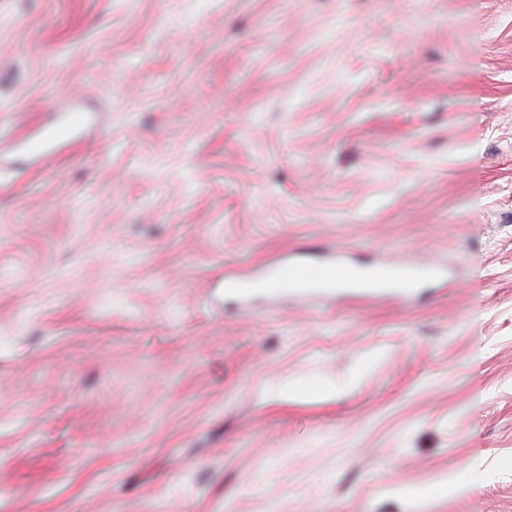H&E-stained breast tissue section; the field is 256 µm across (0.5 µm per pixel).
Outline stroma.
Instances as JSON below:
<instances>
[{"mask_svg":"<svg viewBox=\"0 0 512 512\" xmlns=\"http://www.w3.org/2000/svg\"><path fill=\"white\" fill-rule=\"evenodd\" d=\"M0 512H512V0H0ZM351 269L340 259L311 267L301 262L272 269L263 281H243L233 285V290L242 302H246L253 288H263L272 297L284 290L307 295L314 292L329 293L336 288V274L341 275L337 284L341 286H368L377 289L395 290L406 293L426 278L436 273L431 269L403 266H380L365 278H352Z\"/></svg>","mask_w":512,"mask_h":512,"instance_id":"1","label":"stroma"}]
</instances>
